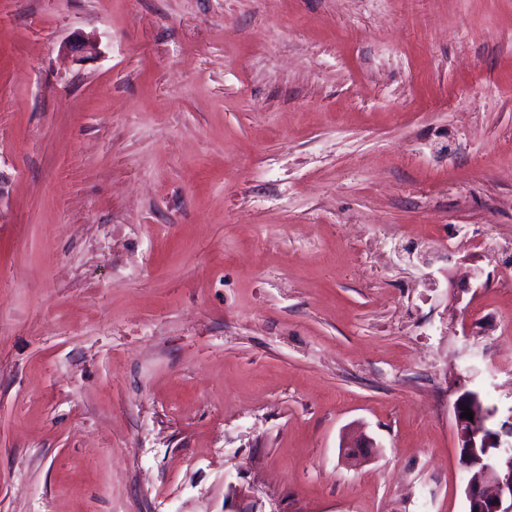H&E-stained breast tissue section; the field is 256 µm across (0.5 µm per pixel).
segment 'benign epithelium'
Masks as SVG:
<instances>
[{"mask_svg":"<svg viewBox=\"0 0 512 512\" xmlns=\"http://www.w3.org/2000/svg\"><path fill=\"white\" fill-rule=\"evenodd\" d=\"M466 407L471 420L462 417ZM453 414L468 512H512V442L490 427L493 413L475 391L459 392Z\"/></svg>","mask_w":512,"mask_h":512,"instance_id":"obj_1","label":"benign epithelium"}]
</instances>
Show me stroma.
I'll list each match as a JSON object with an SVG mask.
<instances>
[{
    "label": "stroma",
    "instance_id": "35a3bbf8",
    "mask_svg": "<svg viewBox=\"0 0 512 512\" xmlns=\"http://www.w3.org/2000/svg\"><path fill=\"white\" fill-rule=\"evenodd\" d=\"M460 385L512 423V0H0V512H467Z\"/></svg>",
    "mask_w": 512,
    "mask_h": 512
}]
</instances>
